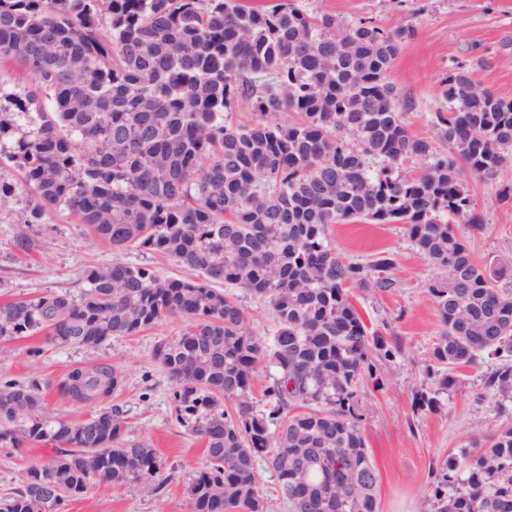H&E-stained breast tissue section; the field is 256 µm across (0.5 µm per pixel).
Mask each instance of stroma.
Masks as SVG:
<instances>
[{
    "mask_svg": "<svg viewBox=\"0 0 512 512\" xmlns=\"http://www.w3.org/2000/svg\"><path fill=\"white\" fill-rule=\"evenodd\" d=\"M301 8L326 15L344 26L367 18L385 29L405 27L412 37L392 63L388 79L400 97L411 100L405 122L418 138L437 142L436 112L444 80L457 67L469 69L482 86L512 101V0H298ZM0 180L16 187L0 200V302L33 300L52 293L80 296L88 263L114 259L147 266L163 276L189 278V268L163 254L145 250L115 253L64 211L31 219L30 191L20 188L17 169H0ZM471 193L486 227L471 234L475 254L485 261L512 257V201L500 192L512 186V166L496 179L469 177ZM329 239L344 259L365 262L378 253L395 254L398 285L389 292L355 291V305L370 331L397 343L393 361L373 357L377 377L361 386L359 428L378 474L380 512H434L435 470L445 459L472 451L476 440L512 426V395H488L483 376L494 361L454 370L456 383L439 409L416 403L418 392L432 388L424 365L438 330L429 283L440 278L408 241L401 225L365 221L333 224ZM34 242L25 248L24 239ZM185 326L168 318L133 335L115 337L89 348L58 347L37 333L0 339V383L42 384L44 414L50 419H84L101 409L119 411L124 437L150 443L162 459V484L149 492L140 484L101 483L69 499L65 512H189L188 488L206 460L204 443L191 421L178 420L175 386L154 358L156 346ZM107 366L122 378L118 390L92 403H76L60 387L73 369ZM53 443L0 448V496L13 493L22 471L56 456Z\"/></svg>",
    "mask_w": 512,
    "mask_h": 512,
    "instance_id": "obj_1",
    "label": "stroma"
}]
</instances>
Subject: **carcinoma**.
Listing matches in <instances>:
<instances>
[{"instance_id":"1","label":"carcinoma","mask_w":512,"mask_h":512,"mask_svg":"<svg viewBox=\"0 0 512 512\" xmlns=\"http://www.w3.org/2000/svg\"><path fill=\"white\" fill-rule=\"evenodd\" d=\"M411 35L365 19L341 28L294 0L264 11L238 0H0V63L32 79L22 97L0 82L15 108L0 111V142H12L6 160L33 196L32 218L66 210L115 252L153 251L198 272L90 263L79 298L0 304V338L43 331L56 344L96 347L168 317L187 321L154 357L206 444L190 512H263L261 455L291 512H379L359 387L374 378L372 350L390 360L397 347L369 336L352 290L396 288L397 262L388 252L342 260L331 224H400L443 272L429 284L439 329L424 373L435 386L418 394L419 407H439L448 373L487 358L499 364L484 388L512 393V290L464 234L484 227L464 173L493 180L512 165V101L459 67L442 86L448 110L436 114L446 153L411 135L412 102L387 82ZM242 105L255 121L233 122ZM284 112L296 119L280 122ZM410 157L425 166L406 175ZM220 285L267 303L271 341ZM263 363L275 376L258 411L249 395ZM103 379L118 388L111 368L74 369L63 395L78 400L79 380L90 400ZM226 402L232 411H215ZM123 429L116 411L45 419L37 379L0 385V447L70 448L23 472L0 512H46L32 488L50 475L54 512L98 483L157 490L162 460ZM475 445L440 465L434 512H512V427ZM310 448L327 452L297 485L281 459ZM343 474L357 483L350 502Z\"/></svg>"}]
</instances>
